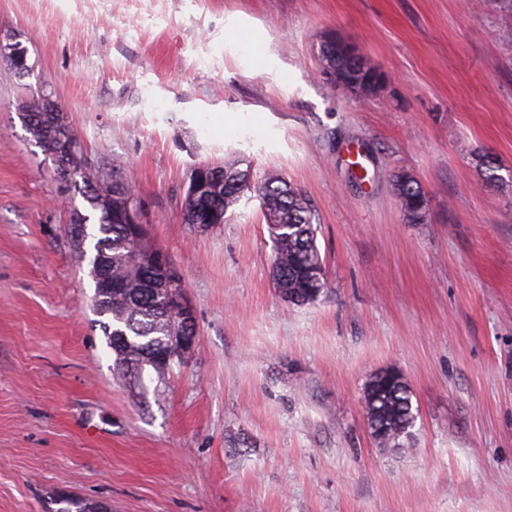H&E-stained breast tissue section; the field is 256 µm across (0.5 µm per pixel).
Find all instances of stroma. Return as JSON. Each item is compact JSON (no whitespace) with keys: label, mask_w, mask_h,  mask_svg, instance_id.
<instances>
[{"label":"stroma","mask_w":512,"mask_h":512,"mask_svg":"<svg viewBox=\"0 0 512 512\" xmlns=\"http://www.w3.org/2000/svg\"><path fill=\"white\" fill-rule=\"evenodd\" d=\"M257 52L238 50L237 33ZM383 76L331 84L321 46ZM0 512L66 493L112 512H512V10L502 0H0ZM52 96L91 173L119 170L184 285L196 345L165 377L106 343L54 157ZM494 159L499 179L484 180ZM250 162L315 209L326 287L296 305L246 193L184 223L192 172ZM412 177L426 220L396 190ZM392 369L417 412L380 447L362 399Z\"/></svg>","instance_id":"1"}]
</instances>
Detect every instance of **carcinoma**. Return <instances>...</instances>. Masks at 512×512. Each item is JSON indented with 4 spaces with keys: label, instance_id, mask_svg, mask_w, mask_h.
Returning a JSON list of instances; mask_svg holds the SVG:
<instances>
[{
    "label": "carcinoma",
    "instance_id": "obj_1",
    "mask_svg": "<svg viewBox=\"0 0 512 512\" xmlns=\"http://www.w3.org/2000/svg\"><path fill=\"white\" fill-rule=\"evenodd\" d=\"M18 74L28 72L27 51L19 43L0 49ZM19 118L30 139L54 157L66 188L83 184L82 193L90 208L99 212L98 234L93 236L90 266L101 262L115 288L94 285L95 312L109 347L122 365L152 367L163 374L151 356L167 346L175 331V318L168 303L167 284L160 271L135 263L146 239H140L124 223L123 210L135 204L134 192L118 174H101L91 179L85 158L70 125L55 100L40 96L22 102ZM224 182H207V189L187 195L183 220L197 224L207 215L210 223L222 224L224 217L245 192L258 195L274 242L273 281L282 296L297 304L317 300L325 286L323 261L316 246L315 210L307 195L287 181L268 176L260 181L242 177L236 165L208 164ZM402 208L413 216L426 212L425 196L416 182L397 183ZM363 407L371 434L382 447L400 446L416 422L411 390L403 379L384 384L370 381ZM55 512H99L101 505L72 497L55 501Z\"/></svg>",
    "mask_w": 512,
    "mask_h": 512
}]
</instances>
